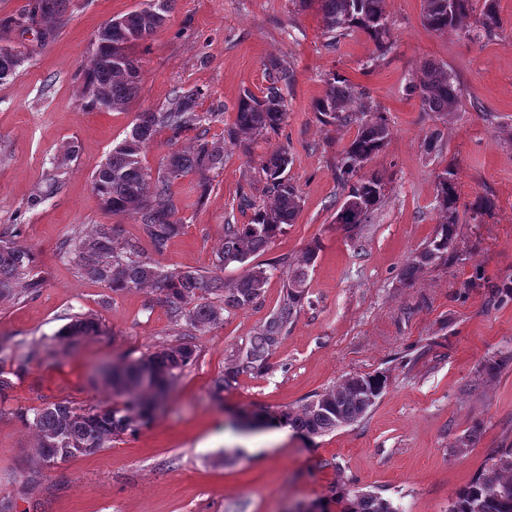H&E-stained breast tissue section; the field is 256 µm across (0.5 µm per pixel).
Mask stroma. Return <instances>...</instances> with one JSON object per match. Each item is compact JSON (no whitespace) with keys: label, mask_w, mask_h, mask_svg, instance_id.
I'll list each match as a JSON object with an SVG mask.
<instances>
[{"label":"stroma","mask_w":512,"mask_h":512,"mask_svg":"<svg viewBox=\"0 0 512 512\" xmlns=\"http://www.w3.org/2000/svg\"><path fill=\"white\" fill-rule=\"evenodd\" d=\"M143 3L70 0L44 42L38 26L13 24L31 0H0V45L27 57L0 85V233L33 252L41 282L0 299V340L14 350L0 365L14 383L0 415V503L10 512H305L320 501L335 512L344 490L378 493L397 512H448L458 490L512 448V0H497L502 27L489 40L474 38L476 15L439 35L423 24V0H385L392 44L382 56L359 31L329 46L317 8L294 0H174L165 24L131 48L142 62L138 94L120 111L90 108L78 88L95 31ZM272 59L294 72L282 90L284 125L254 140L224 139L242 90L267 87ZM427 62L446 66L460 90L449 121L407 92ZM335 73L369 93L391 130L365 166L384 176L386 197L353 237L336 222L345 198L336 161L357 128L323 125L313 111ZM196 88L202 111L217 115L206 136L223 138L224 167L174 181L184 229L156 262L211 270L225 225L250 221L239 193L267 202L259 164L283 148L301 196L294 223L219 275L229 286L249 268L317 247L304 304L268 373H236L221 392L215 380L236 372L237 352L277 308L281 273L260 303L225 311L201 334L172 320L157 292H112L78 275L61 253L67 237L112 223L118 244L151 252L138 215L106 212L92 176L139 113ZM435 130L441 140L429 154L424 143ZM71 149L60 189L32 203ZM447 168L462 203L482 196L492 206L458 225L456 262L403 280V265L439 222L435 183ZM77 314L96 318L101 334L60 340ZM178 342L194 345L197 358L147 425L33 478L37 439L11 409L119 404L103 366ZM495 361L499 369L487 374ZM374 372L388 378L375 405L329 434L307 441L279 426L239 425L242 414L295 410L313 392ZM470 431L472 444L459 449Z\"/></svg>","instance_id":"1"}]
</instances>
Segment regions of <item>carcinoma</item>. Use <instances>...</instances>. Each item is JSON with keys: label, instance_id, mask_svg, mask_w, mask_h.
<instances>
[{"label": "carcinoma", "instance_id": "1", "mask_svg": "<svg viewBox=\"0 0 512 512\" xmlns=\"http://www.w3.org/2000/svg\"><path fill=\"white\" fill-rule=\"evenodd\" d=\"M324 34L334 45L350 32L359 30L371 39L379 54L390 44V25L384 0H317ZM424 25L443 33L457 27L473 9V0H424ZM69 0H34L33 9L45 23L63 15ZM171 9V0H148L146 6L122 15L118 26L102 25L94 34L90 67L79 88L80 97L92 108L121 111L136 94L141 64L129 52L137 42H144L160 28ZM479 35L493 38L501 28L496 0H483L478 20ZM26 61L24 54L11 46H0V85L13 77ZM270 84L263 96L245 90L240 96L236 120L224 130L229 139L239 134L264 137L282 127L287 112L281 86L288 84L293 71L284 62L270 64ZM410 91L420 96L422 106L437 113L444 121L458 110L459 89L448 69L428 62L418 82ZM361 99L360 111H349L354 96ZM203 93L199 89L179 93L165 110L141 112L126 137L112 148L105 162L92 176V184L107 212L117 216L134 212L139 215L142 231L154 252L163 253L170 241L182 234L184 224L178 218L179 207L172 191L175 179L189 173H209L224 168V139L204 137L188 150L172 151L162 162L157 176L142 165L141 155L158 134L168 132L177 139L211 122L217 113L199 111ZM323 124H355L357 134L344 147L338 161V179L348 187L346 202L336 214V223L351 235L364 221L346 215L348 204L365 207L371 215L383 203L386 182L382 175L361 173L364 164L377 155L391 135L387 119L378 105L364 91L356 89L340 75L326 82L325 93L313 106ZM290 159L282 149L261 161L260 170L268 192L269 205L260 206L246 192L239 195L242 209L253 211L248 224L224 225V247L215 254L212 265L222 269L231 263H243L253 253L268 247L294 223L300 209L298 188L288 177ZM435 199L440 222L425 246L410 256L403 270L410 280L420 269L454 258V241L460 224V195L449 169L438 175ZM116 228L98 224L87 236H72L63 243V254L77 272L112 290L150 287L160 295L175 320L183 319L198 333H205L223 320L230 308H247L264 294L269 279L267 270H249L233 287L207 271L164 269L141 252L133 243L118 246ZM317 247L310 246L301 260L286 257L279 262L285 275L284 292L278 308L260 326L249 345L237 356V371L261 375L270 368L269 360L283 335L294 322L305 299L308 267ZM35 258L32 252L12 236H0V299L13 295L15 288L40 286L32 277ZM100 332L96 319L77 316L60 333L67 339H79ZM196 358L189 343L168 344L127 364L105 373L112 390L126 397L122 406L104 409H79L67 401L48 406L17 408L11 415L33 430L39 440V461L65 462L78 455L94 454L109 447L116 437L135 432L146 424L157 400L185 367ZM387 387V377L379 373L347 377L339 387L316 392L298 412L284 410L275 416L251 415L257 425L266 422L290 426L303 436H322L340 424L361 419ZM339 512H396L390 501L371 492H341L336 497ZM449 512H512V448L501 450L496 462L472 482L460 489Z\"/></svg>", "mask_w": 512, "mask_h": 512}]
</instances>
